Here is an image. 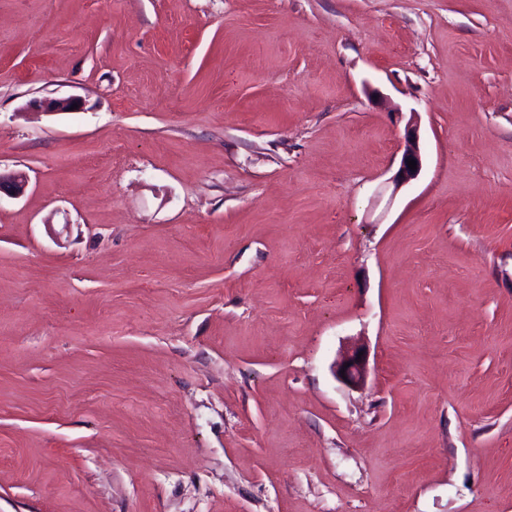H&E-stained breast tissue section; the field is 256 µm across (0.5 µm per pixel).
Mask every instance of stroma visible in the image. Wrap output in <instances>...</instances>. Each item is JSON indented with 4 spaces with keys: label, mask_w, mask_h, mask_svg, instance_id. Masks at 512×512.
<instances>
[{
    "label": "stroma",
    "mask_w": 512,
    "mask_h": 512,
    "mask_svg": "<svg viewBox=\"0 0 512 512\" xmlns=\"http://www.w3.org/2000/svg\"><path fill=\"white\" fill-rule=\"evenodd\" d=\"M0 171V512H512V0H0ZM409 159L416 160L417 169L408 167ZM422 169V157L419 148V138L416 128L408 127L405 137V148L400 160L399 168L394 176L395 184H405L418 177ZM359 352H363L361 359H358ZM349 363V366H345ZM367 356L361 347L347 349L336 362V376L345 384L358 387L364 384L367 376ZM345 369V378H342L341 370Z\"/></svg>",
    "instance_id": "1"
}]
</instances>
